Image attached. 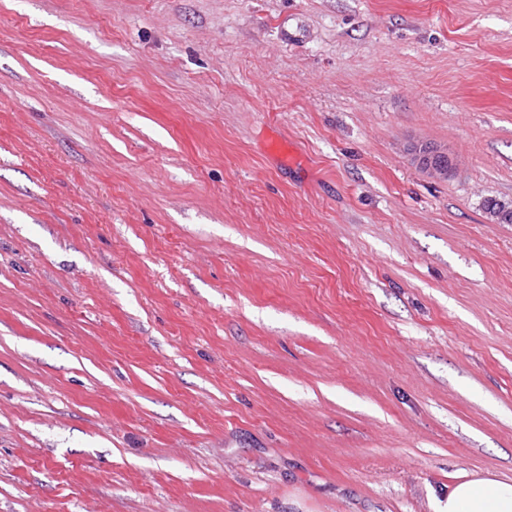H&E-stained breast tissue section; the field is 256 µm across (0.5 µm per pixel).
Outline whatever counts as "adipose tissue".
<instances>
[{"label": "adipose tissue", "instance_id": "adipose-tissue-1", "mask_svg": "<svg viewBox=\"0 0 512 512\" xmlns=\"http://www.w3.org/2000/svg\"><path fill=\"white\" fill-rule=\"evenodd\" d=\"M434 512H512V478L491 472L459 475Z\"/></svg>", "mask_w": 512, "mask_h": 512}]
</instances>
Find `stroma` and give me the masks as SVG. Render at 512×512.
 Segmentation results:
<instances>
[{"mask_svg":"<svg viewBox=\"0 0 512 512\" xmlns=\"http://www.w3.org/2000/svg\"><path fill=\"white\" fill-rule=\"evenodd\" d=\"M488 198L512 0H0V512H431L511 478ZM408 151L413 163L422 171L444 177L452 169V160L441 146L417 143L410 145Z\"/></svg>","mask_w":512,"mask_h":512,"instance_id":"stroma-1","label":"stroma"}]
</instances>
